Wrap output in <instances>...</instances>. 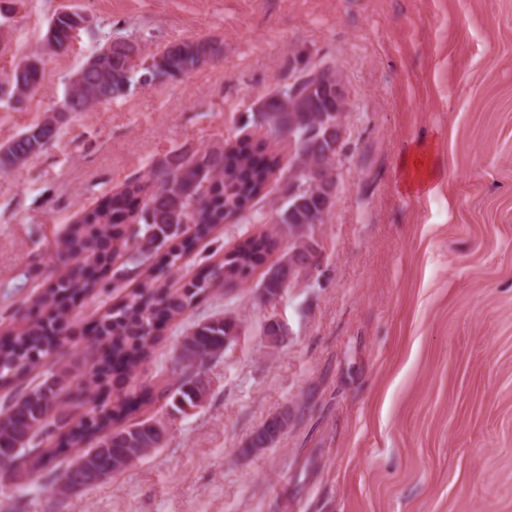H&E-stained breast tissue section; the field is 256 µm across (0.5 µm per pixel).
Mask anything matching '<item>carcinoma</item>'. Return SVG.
Masks as SVG:
<instances>
[{"label":"carcinoma","mask_w":512,"mask_h":512,"mask_svg":"<svg viewBox=\"0 0 512 512\" xmlns=\"http://www.w3.org/2000/svg\"><path fill=\"white\" fill-rule=\"evenodd\" d=\"M80 18L82 15L75 11L62 10L55 14L52 27L47 29L46 49L55 53L66 48L79 28ZM105 42L112 43L111 55L104 59L88 58L71 83L66 97L73 112H87L98 103L122 95L136 77L144 84L161 83L198 69L201 51L209 50L216 55L220 52L208 40H197L194 49L186 41L178 40L151 56L150 61L143 60L136 66L126 63L125 39L108 36ZM42 79L41 59L35 56L22 59L0 76V97L21 105L38 91ZM256 112L259 125L266 128L269 136L294 138L295 155L288 164V175L280 177L279 190L291 182L296 193L282 196L283 204L273 210L272 223L276 230L245 238L225 253L209 274L180 289L173 291L145 281L113 304L98 320V335L105 345L94 364L93 380L82 389L83 403L92 405V409L60 428L56 447L41 449L24 474L12 473L5 479L0 472L1 485L16 484L22 476L50 466L61 469L54 492L65 495L69 467H60L58 457L66 448H82L88 454L93 451L91 444L100 436L111 437L113 448L135 449L133 456L123 460L124 470L162 447L167 431L163 418L151 416L124 427L122 421L131 410L130 402L118 394L112 407L97 406L95 388L110 385L117 366L126 375L142 365L160 342L167 321L196 307L227 282L243 279L254 269L265 266L262 288L266 299L288 288L280 279L279 270L288 265L289 256H298L305 250L307 239L318 233L323 224L317 207L321 190L312 185V180L319 166L331 169L336 162V157L327 155L336 140V134L329 130L333 116L321 102H302L294 111H288L286 90L265 97ZM59 130L60 126L53 127L44 119L26 127L0 146V171L18 167L42 151ZM278 170L280 159L263 140L242 138L223 147L175 151L150 171L152 191H146V185L132 180L119 197L103 198L71 224L61 242L62 250L71 258L87 255L107 263L113 242L120 235L113 218L114 201L119 198L129 204L121 210V221L130 219L140 225L135 235V251L129 254L120 271L146 273L159 238H169L182 225L190 223L195 239L207 238L227 219L241 217L251 209L253 201L266 190ZM282 234L288 235V251L270 263L268 259L278 252ZM97 286L98 280L74 269L39 296L38 304L48 309L49 315L42 320L24 321L8 336L0 337V385H10L36 372L41 360L58 347L71 305ZM238 326L231 316L212 317L193 325L192 331L183 336L181 343L189 346L188 352L180 353L176 360V379L160 393L170 410L184 413L203 405L207 388L201 375L224 355L221 351L224 338L237 335ZM37 376L41 377L38 384L26 387L20 396L0 408V414L12 412L10 417L0 419V456L8 455L21 438L29 435L34 439L49 431L55 424L56 413L62 410L60 396L70 385L69 371L60 369L45 375L37 372Z\"/></svg>","instance_id":"1"}]
</instances>
